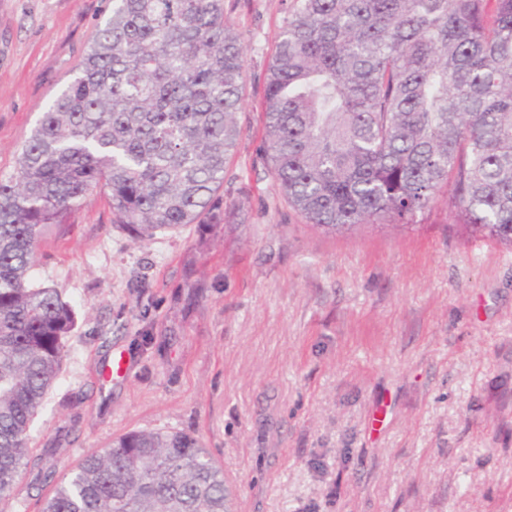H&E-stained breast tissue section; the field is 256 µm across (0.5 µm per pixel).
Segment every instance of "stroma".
Here are the masks:
<instances>
[{"mask_svg":"<svg viewBox=\"0 0 512 512\" xmlns=\"http://www.w3.org/2000/svg\"><path fill=\"white\" fill-rule=\"evenodd\" d=\"M291 0H224L240 137L222 219L139 243L88 194L36 281L76 310L68 356L0 512L130 431L197 437L230 512H512V248L440 195L407 224L331 235L262 155L264 79ZM112 0H0V175L74 79Z\"/></svg>","mask_w":512,"mask_h":512,"instance_id":"stroma-1","label":"stroma"}]
</instances>
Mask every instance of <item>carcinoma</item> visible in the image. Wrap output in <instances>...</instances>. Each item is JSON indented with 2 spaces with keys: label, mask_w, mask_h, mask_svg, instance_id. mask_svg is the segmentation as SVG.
Returning a JSON list of instances; mask_svg holds the SVG:
<instances>
[{
  "label": "carcinoma",
  "mask_w": 512,
  "mask_h": 512,
  "mask_svg": "<svg viewBox=\"0 0 512 512\" xmlns=\"http://www.w3.org/2000/svg\"><path fill=\"white\" fill-rule=\"evenodd\" d=\"M239 36L224 0H112L78 73L0 177V502L76 326L34 280L40 243L96 188L134 240L214 214L240 136ZM265 164L329 233L448 201L512 245V0H293L264 85ZM42 512H229L198 438L131 431Z\"/></svg>",
  "instance_id": "cac0c4a2"
}]
</instances>
